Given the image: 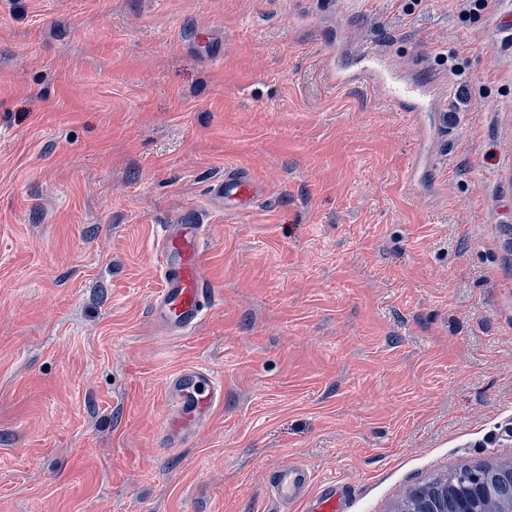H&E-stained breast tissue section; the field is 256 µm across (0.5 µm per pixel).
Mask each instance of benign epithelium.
I'll return each mask as SVG.
<instances>
[{
	"mask_svg": "<svg viewBox=\"0 0 512 512\" xmlns=\"http://www.w3.org/2000/svg\"><path fill=\"white\" fill-rule=\"evenodd\" d=\"M459 482L466 498L455 512H472L470 501L480 504V512H512V466L491 473L469 468ZM398 512H448V491L443 487L417 489L403 500Z\"/></svg>",
	"mask_w": 512,
	"mask_h": 512,
	"instance_id": "7a95c632",
	"label": "benign epithelium"
}]
</instances>
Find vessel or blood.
Segmentation results:
<instances>
[{
	"mask_svg": "<svg viewBox=\"0 0 512 512\" xmlns=\"http://www.w3.org/2000/svg\"><path fill=\"white\" fill-rule=\"evenodd\" d=\"M328 78L337 88L370 81L386 88L392 102L411 112L425 109V88L391 78L375 48H364L354 68L331 67ZM262 184L246 170L228 167L223 179L210 187L212 200L225 213L249 210L263 194ZM208 227L194 213L176 224L166 225L158 249L162 286L151 302L154 320L171 336L190 335L212 306L214 293L207 275L203 244ZM169 412L156 437L160 446L186 447L224 400V384L211 371L189 366L172 374L166 384ZM269 483L275 494L289 505L304 504L306 512H345V493L335 481H327L315 498L305 492L312 473L300 465H289L270 472Z\"/></svg>",
	"mask_w": 512,
	"mask_h": 512,
	"instance_id": "obj_1",
	"label": "vessel or blood"
}]
</instances>
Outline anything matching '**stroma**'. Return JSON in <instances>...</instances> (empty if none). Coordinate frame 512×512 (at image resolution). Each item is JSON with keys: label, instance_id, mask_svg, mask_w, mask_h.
Returning a JSON list of instances; mask_svg holds the SVG:
<instances>
[{"label": "stroma", "instance_id": "obj_1", "mask_svg": "<svg viewBox=\"0 0 512 512\" xmlns=\"http://www.w3.org/2000/svg\"><path fill=\"white\" fill-rule=\"evenodd\" d=\"M364 45L440 109L336 89ZM228 166L247 213L209 199ZM186 212L215 300L166 336ZM188 365L224 401L158 447ZM294 463L346 512L512 466V0H0V512H286ZM264 193L262 184L246 170L224 169V178L210 187V197L221 204L225 214H242ZM268 480L277 497L288 502L289 508L305 502V512H345L344 486L336 484V480L326 481V488L315 498H304L312 473L301 465L275 469L269 473Z\"/></svg>", "mask_w": 512, "mask_h": 512}]
</instances>
